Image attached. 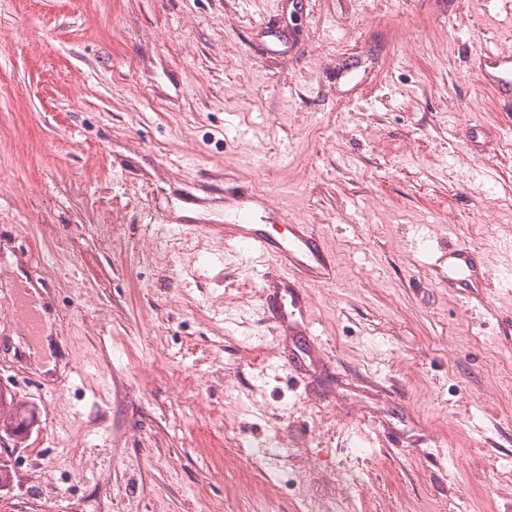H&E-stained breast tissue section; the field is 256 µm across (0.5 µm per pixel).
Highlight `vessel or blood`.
Segmentation results:
<instances>
[{
	"label": "vessel or blood",
	"mask_w": 512,
	"mask_h": 512,
	"mask_svg": "<svg viewBox=\"0 0 512 512\" xmlns=\"http://www.w3.org/2000/svg\"><path fill=\"white\" fill-rule=\"evenodd\" d=\"M262 32L269 52L282 55L292 46L290 35L283 28L266 25ZM474 67L484 88L495 101L512 106V50L480 53ZM224 199L229 210L224 226L225 241H230L258 255L269 257L282 268L283 274L271 283L263 304L268 321L280 335H311V322L306 304L305 287L310 283L335 280L336 268L326 253L322 237L311 225L292 224L287 214H280L288 233L269 238L255 227L256 210L267 207L263 196L228 189ZM450 295L474 302L484 298L490 286V269L484 254L466 244H449L437 273Z\"/></svg>",
	"instance_id": "b4317fda"
}]
</instances>
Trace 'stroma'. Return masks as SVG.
Segmentation results:
<instances>
[{
    "instance_id": "35a3bbf8",
    "label": "stroma",
    "mask_w": 512,
    "mask_h": 512,
    "mask_svg": "<svg viewBox=\"0 0 512 512\" xmlns=\"http://www.w3.org/2000/svg\"><path fill=\"white\" fill-rule=\"evenodd\" d=\"M309 2L0 0V389L35 413L0 512H512V270L472 306L436 277L512 226V111L472 67L512 0ZM228 185L322 236L321 369L283 367ZM261 30L266 38V48L272 54L284 55L292 47L291 37L283 28L265 25Z\"/></svg>"
}]
</instances>
